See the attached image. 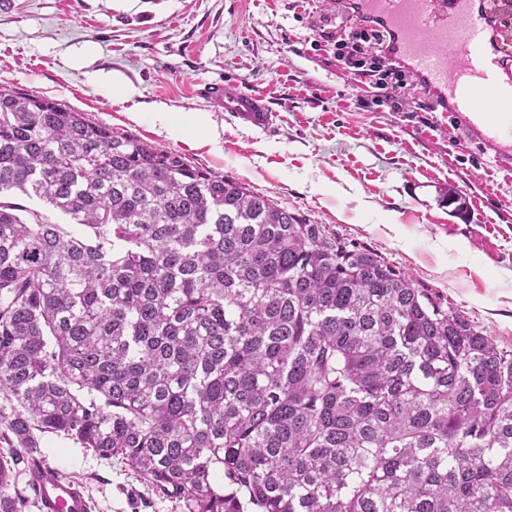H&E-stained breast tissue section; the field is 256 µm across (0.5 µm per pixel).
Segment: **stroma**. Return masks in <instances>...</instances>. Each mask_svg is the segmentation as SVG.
Returning <instances> with one entry per match:
<instances>
[{"label": "stroma", "mask_w": 512, "mask_h": 512, "mask_svg": "<svg viewBox=\"0 0 512 512\" xmlns=\"http://www.w3.org/2000/svg\"><path fill=\"white\" fill-rule=\"evenodd\" d=\"M349 15L344 0H12L0 11V88L63 102L374 250L511 350L512 163L469 142L421 86L405 106L375 105L371 79L341 69L319 37ZM116 78L135 90L127 103L112 100ZM229 78L265 97L270 132L200 97ZM161 105L211 126L162 128ZM33 439L34 457L79 481L91 512H184L121 460L61 433Z\"/></svg>", "instance_id": "stroma-1"}]
</instances>
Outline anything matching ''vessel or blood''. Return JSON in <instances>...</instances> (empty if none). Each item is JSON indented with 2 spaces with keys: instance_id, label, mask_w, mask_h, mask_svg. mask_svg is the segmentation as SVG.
Wrapping results in <instances>:
<instances>
[{
  "instance_id": "obj_1",
  "label": "vessel or blood",
  "mask_w": 512,
  "mask_h": 512,
  "mask_svg": "<svg viewBox=\"0 0 512 512\" xmlns=\"http://www.w3.org/2000/svg\"><path fill=\"white\" fill-rule=\"evenodd\" d=\"M352 25L379 31L393 57L414 73L443 111L477 144L512 160V41L495 24L488 0H356ZM205 98L242 123L267 130L262 95L234 80L212 85ZM40 512H90L81 483L43 465L29 469Z\"/></svg>"
}]
</instances>
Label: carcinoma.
<instances>
[{"label": "carcinoma", "instance_id": "cac0c4a2", "mask_svg": "<svg viewBox=\"0 0 512 512\" xmlns=\"http://www.w3.org/2000/svg\"><path fill=\"white\" fill-rule=\"evenodd\" d=\"M0 391V488L36 428L186 512H512V350L378 253L6 88ZM17 403L14 400L5 399L0 396V455H8L12 450V444L9 439V431L7 430V421L12 415Z\"/></svg>", "mask_w": 512, "mask_h": 512}]
</instances>
